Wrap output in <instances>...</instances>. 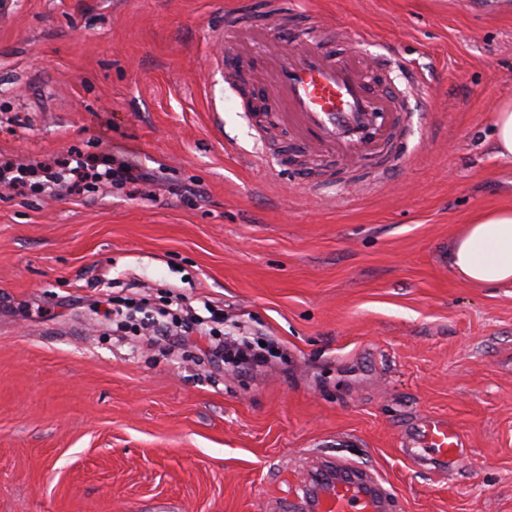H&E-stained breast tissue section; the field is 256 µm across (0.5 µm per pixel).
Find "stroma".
<instances>
[{
  "label": "stroma",
  "mask_w": 512,
  "mask_h": 512,
  "mask_svg": "<svg viewBox=\"0 0 512 512\" xmlns=\"http://www.w3.org/2000/svg\"><path fill=\"white\" fill-rule=\"evenodd\" d=\"M250 0H8L0 162L78 153L147 171L49 195L0 185V512H271L320 458L365 466L395 512H512V283L461 281L466 219L512 206L490 149L512 98V0H307L417 71L409 157L387 185L289 153L244 108L224 13ZM287 156V170L260 153ZM131 299L274 339L237 373L113 330ZM427 415L472 456L422 470L400 451Z\"/></svg>",
  "instance_id": "1"
}]
</instances>
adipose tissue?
Instances as JSON below:
<instances>
[{
	"mask_svg": "<svg viewBox=\"0 0 512 512\" xmlns=\"http://www.w3.org/2000/svg\"><path fill=\"white\" fill-rule=\"evenodd\" d=\"M454 274L484 288L512 282V207L493 206L472 214L449 254Z\"/></svg>",
	"mask_w": 512,
	"mask_h": 512,
	"instance_id": "adipose-tissue-1",
	"label": "adipose tissue"
}]
</instances>
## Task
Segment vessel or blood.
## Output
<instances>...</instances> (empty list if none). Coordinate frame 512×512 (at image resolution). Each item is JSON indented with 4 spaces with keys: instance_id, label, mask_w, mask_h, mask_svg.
<instances>
[{
    "instance_id": "obj_1",
    "label": "vessel or blood",
    "mask_w": 512,
    "mask_h": 512,
    "mask_svg": "<svg viewBox=\"0 0 512 512\" xmlns=\"http://www.w3.org/2000/svg\"><path fill=\"white\" fill-rule=\"evenodd\" d=\"M297 14L296 0H263L257 13L225 12L224 33L233 44L247 35L261 39L255 81L267 109L300 146L353 168L375 166L373 183L382 185L406 158L401 89L414 87L418 75L392 49L368 58L357 35L331 49L335 27L312 10L297 40L281 42L279 30ZM404 453L433 470L468 459L458 430L442 417L423 418ZM393 499L363 466L326 459L309 474L302 501L306 512H389Z\"/></svg>"
}]
</instances>
